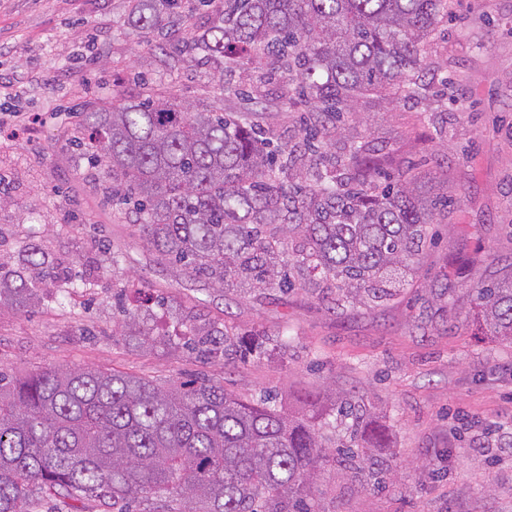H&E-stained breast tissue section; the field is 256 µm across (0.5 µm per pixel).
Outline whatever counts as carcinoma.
<instances>
[{
	"label": "carcinoma",
	"instance_id": "1",
	"mask_svg": "<svg viewBox=\"0 0 512 512\" xmlns=\"http://www.w3.org/2000/svg\"><path fill=\"white\" fill-rule=\"evenodd\" d=\"M139 27L175 35L182 0H129ZM452 0H224L193 46L288 78L309 107L302 141L276 144L238 112L195 110L147 88L85 113L71 155L93 164L118 215L189 276L260 295L320 289L338 307L383 300L402 286L449 204L432 179L377 183L364 144L336 150L344 119L370 94L384 103L425 97V40ZM59 264L30 245L0 262V308L38 300ZM485 335L512 344V266L477 286ZM150 310L126 309L115 333L135 347L167 345ZM193 349L259 358L260 338L188 312ZM333 407L304 392L286 411L247 401L205 377L159 380L94 367L0 371V512H36L47 495L112 504V512H331L315 483L387 447L389 426L354 390Z\"/></svg>",
	"mask_w": 512,
	"mask_h": 512
}]
</instances>
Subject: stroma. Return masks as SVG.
Wrapping results in <instances>:
<instances>
[{
  "label": "stroma",
  "instance_id": "35a3bbf8",
  "mask_svg": "<svg viewBox=\"0 0 512 512\" xmlns=\"http://www.w3.org/2000/svg\"><path fill=\"white\" fill-rule=\"evenodd\" d=\"M453 11L447 34L427 45L425 101L389 109L369 96L354 127L382 174L431 172L453 201L431 227L413 287L342 310L304 290L236 297L177 272L115 216L66 149L83 109L146 83L228 112L247 91L262 102L259 124L295 143L308 107L289 99L286 78L225 71L223 57L183 39L150 48L129 0H0V128L19 112L39 117L23 138L0 142V193L10 198L0 260L18 263L36 244L60 258L62 276L92 282L63 305L46 288L31 308L0 309V369L205 375L247 400L272 392L286 409L332 380L385 415L391 442L376 454L392 473L379 491L365 475L323 474L330 512H512V345L481 335L470 293L512 265V0H454ZM142 304L170 345L149 352L113 335L120 308ZM191 310L264 332L269 356L201 359L177 333Z\"/></svg>",
  "mask_w": 512,
  "mask_h": 512
}]
</instances>
